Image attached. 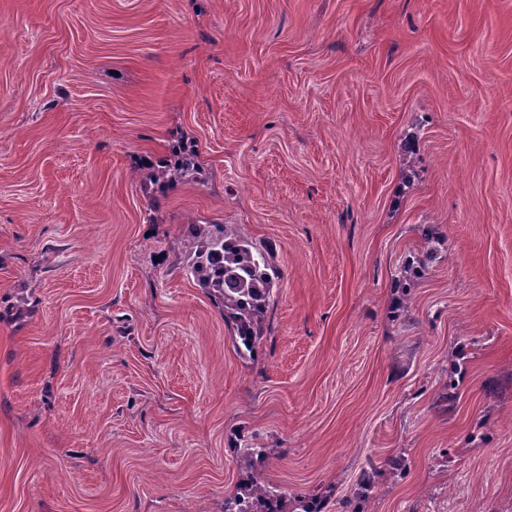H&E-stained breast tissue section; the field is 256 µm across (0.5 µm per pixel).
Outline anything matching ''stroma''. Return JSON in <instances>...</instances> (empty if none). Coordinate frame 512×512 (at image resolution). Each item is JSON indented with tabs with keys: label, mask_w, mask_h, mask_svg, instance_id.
Segmentation results:
<instances>
[{
	"label": "stroma",
	"mask_w": 512,
	"mask_h": 512,
	"mask_svg": "<svg viewBox=\"0 0 512 512\" xmlns=\"http://www.w3.org/2000/svg\"><path fill=\"white\" fill-rule=\"evenodd\" d=\"M189 224L273 249L254 358ZM246 440L325 512H512V0H0V512H222ZM204 169L192 146L181 141L172 150V157L160 161L157 168L144 171L141 182L145 187H172L184 183H204Z\"/></svg>",
	"instance_id": "obj_1"
}]
</instances>
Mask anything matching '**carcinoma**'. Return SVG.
Listing matches in <instances>:
<instances>
[{"label": "carcinoma", "mask_w": 512, "mask_h": 512, "mask_svg": "<svg viewBox=\"0 0 512 512\" xmlns=\"http://www.w3.org/2000/svg\"><path fill=\"white\" fill-rule=\"evenodd\" d=\"M203 173L197 152L182 141L172 150V157L143 172L141 182L163 188L202 184ZM179 246L187 273L205 289L223 316L236 351L242 356L253 355L264 339V318L277 275L270 251L240 237L229 224H189ZM274 452L248 442L235 448L245 482L224 497V512H285L284 492L261 471ZM371 494L369 481L361 478L352 487L347 503L354 512H364L362 504Z\"/></svg>", "instance_id": "carcinoma-1"}]
</instances>
